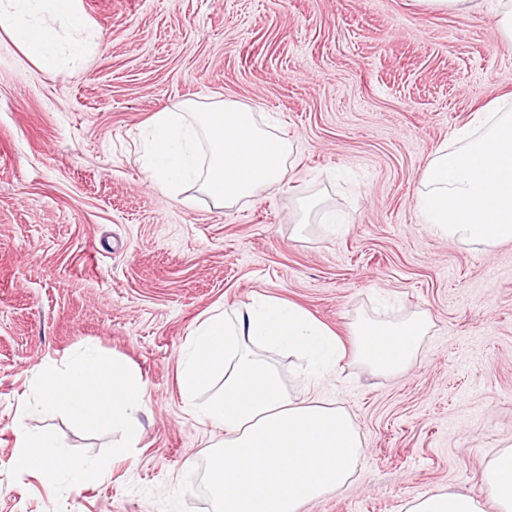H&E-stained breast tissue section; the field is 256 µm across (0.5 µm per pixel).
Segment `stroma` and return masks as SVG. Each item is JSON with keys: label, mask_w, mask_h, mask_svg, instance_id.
Masks as SVG:
<instances>
[{"label": "stroma", "mask_w": 512, "mask_h": 512, "mask_svg": "<svg viewBox=\"0 0 512 512\" xmlns=\"http://www.w3.org/2000/svg\"><path fill=\"white\" fill-rule=\"evenodd\" d=\"M97 39L43 73L0 30V512H213L204 472L224 431L185 407L177 369L216 307L263 295L342 341L368 320L420 315L407 371L343 357L321 379L266 352L295 401L345 409L364 451L349 488L302 512H407L476 492L512 441V242L448 239L416 201L435 151L512 98L495 0L453 13L421 0H79ZM193 100L250 107L293 146L274 188L183 205L140 155L152 115ZM93 346L141 373V441L104 479L55 497L10 478L14 419L38 369ZM90 454L62 415L30 413Z\"/></svg>", "instance_id": "35a3bbf8"}]
</instances>
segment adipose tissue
Returning <instances> with one entry per match:
<instances>
[{"instance_id":"ef3b65f1","label":"adipose tissue","mask_w":512,"mask_h":512,"mask_svg":"<svg viewBox=\"0 0 512 512\" xmlns=\"http://www.w3.org/2000/svg\"><path fill=\"white\" fill-rule=\"evenodd\" d=\"M0 28L26 57L55 73L84 56L90 34L77 0H0ZM481 132L462 146L440 148L423 172L418 207L449 238L475 244L512 242V110L495 104ZM427 332L424 317L359 325L351 348L292 304L267 296L233 312L212 310L192 333L180 361L184 404L224 429L209 461L215 512H300L303 505L348 486L362 454L349 415L320 400L295 402L262 350L285 347L321 377L344 353L381 373L409 367ZM224 387L204 404L199 392L216 370ZM512 512V444L486 463L478 493L439 491L414 498L408 512Z\"/></svg>"}]
</instances>
